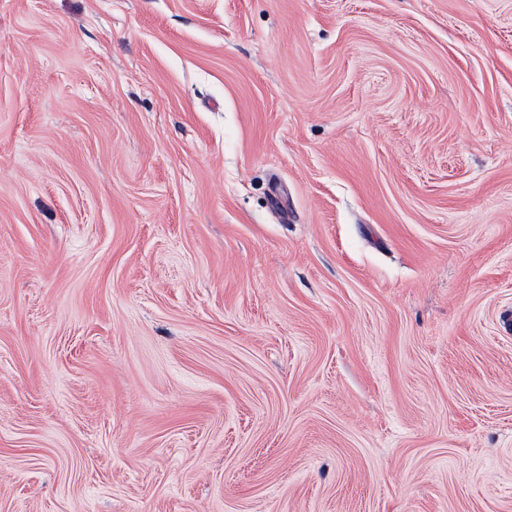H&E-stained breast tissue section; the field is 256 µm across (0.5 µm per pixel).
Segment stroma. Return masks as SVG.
I'll list each match as a JSON object with an SVG mask.
<instances>
[{
    "mask_svg": "<svg viewBox=\"0 0 512 512\" xmlns=\"http://www.w3.org/2000/svg\"><path fill=\"white\" fill-rule=\"evenodd\" d=\"M512 0H0V512H512Z\"/></svg>",
    "mask_w": 512,
    "mask_h": 512,
    "instance_id": "1",
    "label": "stroma"
}]
</instances>
